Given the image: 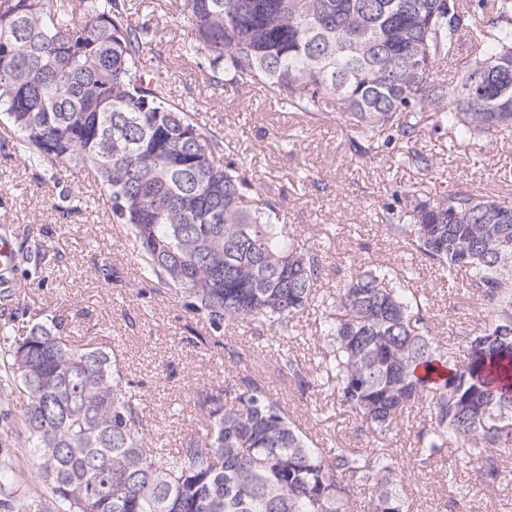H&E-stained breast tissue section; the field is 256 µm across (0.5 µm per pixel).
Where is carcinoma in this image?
Returning <instances> with one entry per match:
<instances>
[{
  "label": "carcinoma",
  "instance_id": "carcinoma-1",
  "mask_svg": "<svg viewBox=\"0 0 512 512\" xmlns=\"http://www.w3.org/2000/svg\"><path fill=\"white\" fill-rule=\"evenodd\" d=\"M192 40L182 57L215 86H249L281 109L334 119L355 152L392 142L414 165L417 114L463 143L512 138V0H171ZM132 0H0V119L30 167L83 171L136 244L144 277L190 298L220 329L245 322L288 337L322 310V360L291 352L277 372L301 391L334 385L357 430L389 432L416 405L417 465L479 449L481 475L512 455V201L459 186L391 194L380 221L448 276L464 275L490 317L465 334L459 366L431 334L428 298L381 266L317 288L327 247L290 237L277 203L224 136L170 96L173 59ZM484 20L455 84L439 66ZM3 380L24 393L22 434L56 512H410L391 448H315L266 382L242 374L204 397L185 447L157 446L114 351L69 343L63 321L15 335Z\"/></svg>",
  "mask_w": 512,
  "mask_h": 512
}]
</instances>
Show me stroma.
Returning <instances> with one entry per match:
<instances>
[{"label": "stroma", "instance_id": "obj_1", "mask_svg": "<svg viewBox=\"0 0 512 512\" xmlns=\"http://www.w3.org/2000/svg\"><path fill=\"white\" fill-rule=\"evenodd\" d=\"M169 0H133L131 20L156 27V44L175 57L172 99L194 101L198 117L223 133L226 152L247 159L262 189L278 201L288 228L303 240L330 244L321 286L335 290L351 268L385 265L413 270L410 286L430 300L429 324L455 353L468 358L463 332L483 326L482 306L435 265L400 248L378 220L381 206L401 185L426 196L465 185L512 201V140L456 142L450 133L427 131L421 142L438 167L418 170L396 143L376 155L354 153L344 131L329 119L282 111L254 88L203 83L196 66L179 60L188 26L169 14ZM294 143L293 151L284 142ZM15 241L42 245L38 265L13 273L0 287V324L28 331L35 323L65 319L72 344L114 349L123 371L143 395L142 406L168 450L184 447L197 430L205 394L248 368L269 381L295 423L314 446L325 449L384 445L395 449L412 512H442L463 498L464 512H512V460L505 478L487 485L477 454L452 456L429 473L413 467L414 432L425 410L413 407L388 433L357 431L352 413L332 405L330 392L301 393L276 372L277 344L266 331L240 323L216 330L191 312L183 296L146 280L125 225L93 179L63 168L24 166L0 122V226ZM111 277H103V269ZM319 316L299 318L287 347L314 364L321 349ZM23 394L0 388V512H53L43 484L18 433Z\"/></svg>", "mask_w": 512, "mask_h": 512}]
</instances>
